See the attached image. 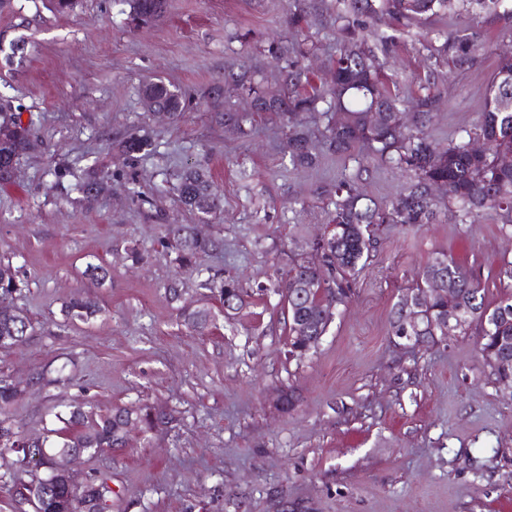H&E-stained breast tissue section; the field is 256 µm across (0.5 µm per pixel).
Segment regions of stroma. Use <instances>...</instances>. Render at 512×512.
Instances as JSON below:
<instances>
[{
	"label": "stroma",
	"mask_w": 512,
	"mask_h": 512,
	"mask_svg": "<svg viewBox=\"0 0 512 512\" xmlns=\"http://www.w3.org/2000/svg\"><path fill=\"white\" fill-rule=\"evenodd\" d=\"M335 11L336 0H325L303 33L287 26L288 0H167L163 18L140 27L125 0H77L66 13L53 0L0 9V40L25 43L22 57L0 52V113H19L34 139L13 185L0 189V261L22 282L11 304L33 331L0 350V372L28 383L12 415L33 437L59 428L57 413L77 402L166 412L163 426L76 467V480L106 479L112 512H512V394L478 356L475 332L413 351L390 327L402 289L442 252L483 278L487 301L497 299L489 274L512 261L500 212L472 224L376 226L350 301L301 360L287 354L278 296L256 294L236 321L216 319L198 335L166 292L177 280L181 302L210 300L196 270L160 242L163 225L195 221L177 197L185 164L206 168L222 195L202 228L217 242L204 265L253 289L309 252L338 181L379 199L405 187L403 172L359 150L294 169L281 118L255 113L248 138L214 119L244 107L224 81L229 70L278 73L268 47L279 35L318 41L307 65L327 82L340 48ZM466 26L450 14L399 28L384 16L370 27L395 38L384 74L402 95L443 74L431 128L442 147L478 124L496 62L481 56L455 69L430 58L419 34ZM158 80L182 92L179 121L145 109L142 89ZM132 133L150 149L126 154ZM95 173L104 188L89 197L80 186ZM99 261L112 273L102 286L85 274ZM79 292L97 296L101 310L65 320L62 305ZM46 369L61 370V381H41ZM277 389L294 391L293 410L271 405Z\"/></svg>",
	"instance_id": "obj_1"
}]
</instances>
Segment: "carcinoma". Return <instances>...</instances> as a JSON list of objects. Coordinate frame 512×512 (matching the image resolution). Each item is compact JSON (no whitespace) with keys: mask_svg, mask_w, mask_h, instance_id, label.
Segmentation results:
<instances>
[{"mask_svg":"<svg viewBox=\"0 0 512 512\" xmlns=\"http://www.w3.org/2000/svg\"><path fill=\"white\" fill-rule=\"evenodd\" d=\"M132 21L149 24L160 19L166 0H126ZM288 13V28L299 29L310 14L320 8L318 0H295ZM506 0H341L336 10V29L342 49L331 61V80L322 91L308 92L307 67L300 60L316 50L311 40L296 46L286 40L269 46V53L288 63L276 80L268 82L262 71L243 68L231 75L239 90L248 94L252 111L270 112L288 117L291 127L284 149L293 165L309 168L316 164L317 153L306 130L308 116L321 112L334 113L325 135L326 149L345 155L359 147L395 168L407 172L408 185L389 201H378L361 194L347 180L336 183L334 209L329 223L335 229L327 240L319 242L322 264L316 269L304 258H295L284 277L276 280L272 291L288 296V335L319 336L325 332L320 314L331 301L347 302L352 277L363 267L374 247L373 227L377 224H435L450 207L462 217L476 220L486 210L501 212L505 223L512 224V55H498L496 73L486 88L478 126L463 130L459 140L446 149L436 148L429 127L435 117L439 95L436 82L426 93L412 100L390 90L382 78L380 57L386 55L395 40L393 35H374L367 41L368 21L386 15L402 22L424 16L453 12L468 19H482L486 25L512 22ZM423 48L450 59L457 69L473 65L477 56L488 52L482 29L469 27V32L450 35L440 30L423 34ZM143 99L170 113L173 120L183 114V96L176 89L158 81L146 85ZM248 113L224 111L216 113L219 122L243 130ZM6 138L0 144V187L11 182L18 156L32 145L31 128L23 125L20 116L0 120ZM480 142L484 150L474 151L472 143ZM179 200L194 212L201 222L208 221L220 206L207 171L198 164L186 166L179 177ZM164 247L177 254L181 264L201 267L214 243L201 237L194 224H166L161 236ZM202 286L219 297L220 312L241 305L252 297L233 277L205 269ZM448 292L435 298L425 311L426 324H440L446 317L462 319L457 332L468 331L479 324L478 345L484 362L495 369L497 381L512 383V289L504 288L494 303L487 301L478 278L466 266L440 253L425 266L422 277L413 289L430 287V281ZM20 290V281L12 265L0 262V303L10 305L12 295ZM71 319L87 320L98 312L95 301L86 296L71 299L63 309ZM184 323L198 334L205 333L215 320L208 306L181 309ZM33 330L24 315L8 317L0 311V347L24 343ZM21 395L9 376L0 374V468L13 474L10 488L14 501L25 494L38 499L42 512H83L82 493L69 487L62 479L34 482L33 470L48 464L50 452L80 448L81 455H96L111 448H121L127 440L128 407L116 405L100 409L86 403L70 407L56 415L63 428L56 431V440L35 441L28 438L10 415L11 406ZM136 420L145 431L163 423L165 415L149 406L136 407ZM27 475L28 479L21 478Z\"/></svg>","mask_w":512,"mask_h":512,"instance_id":"carcinoma-1","label":"carcinoma"}]
</instances>
